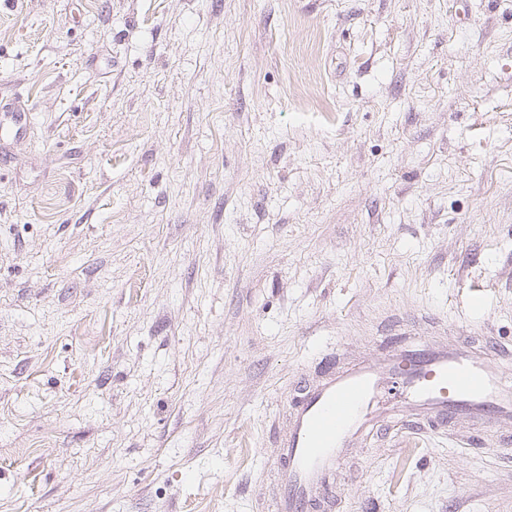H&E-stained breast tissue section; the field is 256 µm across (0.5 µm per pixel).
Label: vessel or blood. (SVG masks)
Segmentation results:
<instances>
[{"mask_svg": "<svg viewBox=\"0 0 512 512\" xmlns=\"http://www.w3.org/2000/svg\"><path fill=\"white\" fill-rule=\"evenodd\" d=\"M30 115L0 110V134L24 135ZM512 351L498 344L475 352L391 340L385 352L305 388L293 405L290 430L278 444L281 494L274 512H315L333 494L330 475L347 448L382 432L384 423L413 425L422 417L445 424L467 413L488 425L512 418V384L499 364ZM397 392L386 404L380 392Z\"/></svg>", "mask_w": 512, "mask_h": 512, "instance_id": "vessel-or-blood-1", "label": "vessel or blood"}]
</instances>
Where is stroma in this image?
Returning <instances> with one entry per match:
<instances>
[{
	"instance_id": "stroma-1",
	"label": "stroma",
	"mask_w": 512,
	"mask_h": 512,
	"mask_svg": "<svg viewBox=\"0 0 512 512\" xmlns=\"http://www.w3.org/2000/svg\"><path fill=\"white\" fill-rule=\"evenodd\" d=\"M0 512H273L328 354L512 348V0H0ZM512 424L326 512H512ZM0 112V134L6 133L14 137L25 134L31 123L29 112L4 107H1Z\"/></svg>"
}]
</instances>
